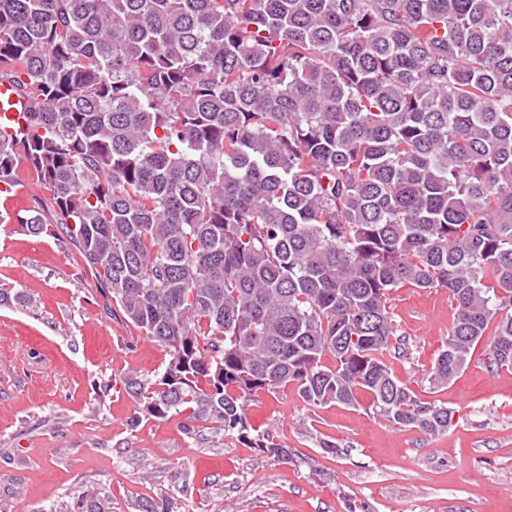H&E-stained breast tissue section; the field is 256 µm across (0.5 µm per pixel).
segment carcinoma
<instances>
[{"label": "carcinoma", "mask_w": 512, "mask_h": 512, "mask_svg": "<svg viewBox=\"0 0 512 512\" xmlns=\"http://www.w3.org/2000/svg\"><path fill=\"white\" fill-rule=\"evenodd\" d=\"M2 81L0 184L49 196L17 223L168 349L121 377L145 416L288 461L247 400L293 384L446 432L382 360L404 286L455 306L431 382L512 367V0H0ZM28 101L8 82L0 83V128L14 136L24 133L20 113L28 112Z\"/></svg>", "instance_id": "1"}]
</instances>
